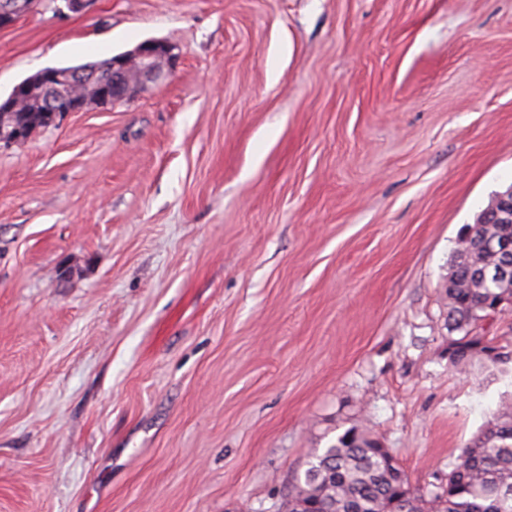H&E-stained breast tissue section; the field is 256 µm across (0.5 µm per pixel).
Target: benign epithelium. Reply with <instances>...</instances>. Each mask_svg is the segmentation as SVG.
Returning a JSON list of instances; mask_svg holds the SVG:
<instances>
[{
	"instance_id": "7a95c632",
	"label": "benign epithelium",
	"mask_w": 512,
	"mask_h": 512,
	"mask_svg": "<svg viewBox=\"0 0 512 512\" xmlns=\"http://www.w3.org/2000/svg\"><path fill=\"white\" fill-rule=\"evenodd\" d=\"M38 0H0V27L5 28L18 18L34 11ZM177 61L174 46L160 39H148L133 49L112 56L108 68L95 62L77 68H45L27 77L10 92L4 112L22 108L26 99L22 91L38 97L42 117L56 123L67 112H84L90 108L104 109L111 100H124L150 85L164 81ZM28 132L0 124V146L20 143ZM482 222L512 223V189L499 194L482 216ZM486 247L501 258L499 267L489 274L499 278L512 270V231L490 241Z\"/></svg>"
}]
</instances>
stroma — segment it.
I'll return each mask as SVG.
<instances>
[{"label": "stroma", "instance_id": "obj_1", "mask_svg": "<svg viewBox=\"0 0 512 512\" xmlns=\"http://www.w3.org/2000/svg\"><path fill=\"white\" fill-rule=\"evenodd\" d=\"M147 39L165 82L0 147V512H280L351 427L445 479L512 398L445 293L512 187V0H42L0 98Z\"/></svg>", "mask_w": 512, "mask_h": 512}]
</instances>
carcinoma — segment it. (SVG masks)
Returning a JSON list of instances; mask_svg holds the SVG:
<instances>
[{
    "label": "carcinoma",
    "instance_id": "obj_1",
    "mask_svg": "<svg viewBox=\"0 0 512 512\" xmlns=\"http://www.w3.org/2000/svg\"><path fill=\"white\" fill-rule=\"evenodd\" d=\"M458 240L448 281V360L457 370L512 362V351L478 350L475 328L501 295L512 298V279L491 281L481 271L499 258L469 252ZM389 449L356 427L316 449L288 492V512H512V405L490 413L481 429L448 461L445 488L415 492L390 472Z\"/></svg>",
    "mask_w": 512,
    "mask_h": 512
}]
</instances>
